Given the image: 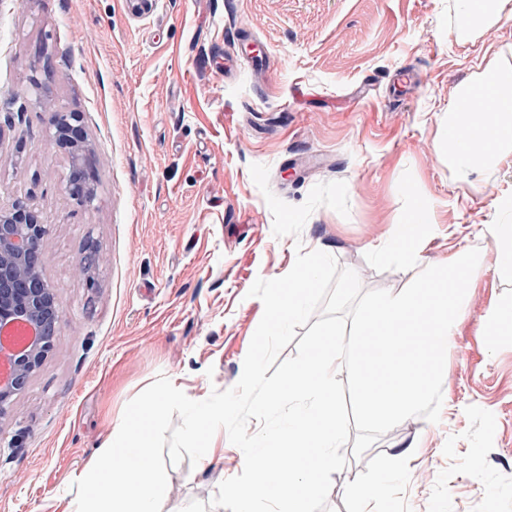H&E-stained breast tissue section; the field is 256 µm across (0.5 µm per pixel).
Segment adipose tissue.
<instances>
[{
    "label": "adipose tissue",
    "mask_w": 512,
    "mask_h": 512,
    "mask_svg": "<svg viewBox=\"0 0 512 512\" xmlns=\"http://www.w3.org/2000/svg\"><path fill=\"white\" fill-rule=\"evenodd\" d=\"M488 100L497 106L487 117V142L476 150L463 147V132L471 123L470 106ZM448 162L459 178H467L489 162L512 156V67L488 64L457 94L448 112Z\"/></svg>",
    "instance_id": "ef3b65f1"
}]
</instances>
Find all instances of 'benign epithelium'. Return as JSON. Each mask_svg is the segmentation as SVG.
I'll return each instance as SVG.
<instances>
[{
    "label": "benign epithelium",
    "mask_w": 512,
    "mask_h": 512,
    "mask_svg": "<svg viewBox=\"0 0 512 512\" xmlns=\"http://www.w3.org/2000/svg\"><path fill=\"white\" fill-rule=\"evenodd\" d=\"M80 130L79 114L50 112L51 144L67 143L71 158L83 162L91 152V145L78 134ZM62 191L80 206L89 205L95 199V187L88 182L74 187L66 181L62 183ZM48 232L49 224L26 201L0 209V347L10 339L4 333L6 328L24 323L33 330L30 341L12 351L5 363H0V421L10 415L16 397L54 347L55 334L42 332L45 325L58 323L61 316L53 290L30 288L23 292L16 288L19 281L46 280L44 265H29L27 255L41 251Z\"/></svg>",
    "instance_id": "1"
}]
</instances>
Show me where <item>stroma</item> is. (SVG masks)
Instances as JSON below:
<instances>
[{
  "mask_svg": "<svg viewBox=\"0 0 512 512\" xmlns=\"http://www.w3.org/2000/svg\"><path fill=\"white\" fill-rule=\"evenodd\" d=\"M268 63L226 68L239 37ZM495 62L512 67V17L468 30L456 0H0V207L28 200L50 230L45 274L61 309L45 364L0 422V512H63L70 478L106 446L127 403L167 377L189 398L232 388L263 303L257 278L287 274L297 250L354 270L363 290L410 279L365 260L398 223L411 172L436 220L428 264L487 253L483 225L512 199V157L469 179L440 143L456 90ZM77 112L92 145L93 204L60 190L67 150L48 147V111ZM303 204L347 185L349 214L317 208L300 236L275 237L250 167ZM98 250L94 288L75 263ZM512 279L484 268L466 297L442 383L441 419L413 417L363 456L345 445L332 512H512V335L486 322ZM215 463L167 465L170 505L210 501L244 457L209 434Z\"/></svg>",
  "mask_w": 512,
  "mask_h": 512,
  "instance_id": "35a3bbf8",
  "label": "stroma"
}]
</instances>
